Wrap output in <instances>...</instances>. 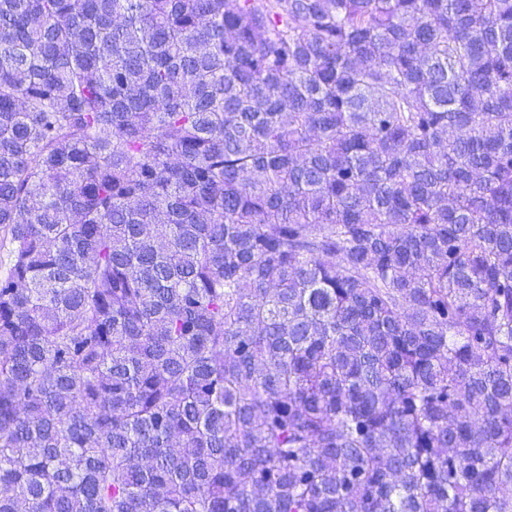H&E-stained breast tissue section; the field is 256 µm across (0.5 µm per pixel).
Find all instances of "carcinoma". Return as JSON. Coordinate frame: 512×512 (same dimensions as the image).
<instances>
[{
	"mask_svg": "<svg viewBox=\"0 0 512 512\" xmlns=\"http://www.w3.org/2000/svg\"><path fill=\"white\" fill-rule=\"evenodd\" d=\"M0 512H512V0H0Z\"/></svg>",
	"mask_w": 512,
	"mask_h": 512,
	"instance_id": "cac0c4a2",
	"label": "carcinoma"
}]
</instances>
